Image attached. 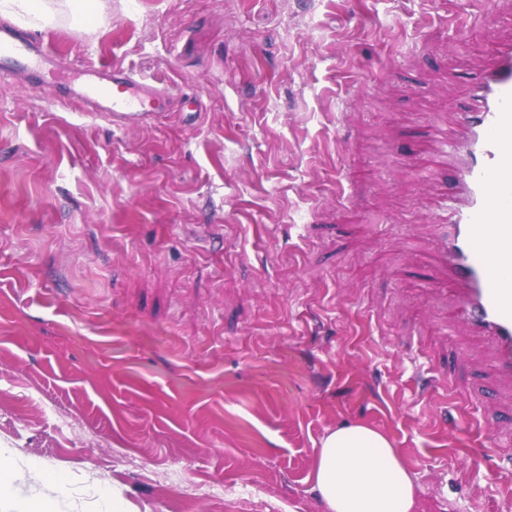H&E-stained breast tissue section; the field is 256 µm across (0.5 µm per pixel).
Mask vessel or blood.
<instances>
[{"instance_id":"vessel-or-blood-1","label":"vessel or blood","mask_w":512,"mask_h":512,"mask_svg":"<svg viewBox=\"0 0 512 512\" xmlns=\"http://www.w3.org/2000/svg\"><path fill=\"white\" fill-rule=\"evenodd\" d=\"M38 62L54 71L55 54L12 28L0 29V69ZM75 100L97 105L113 124L128 127L155 118L164 94L120 68L84 70ZM470 108L459 116L463 134L446 145L462 173L447 201L448 234L440 265L458 288L460 315L488 336L496 367L512 376V44L468 89Z\"/></svg>"}]
</instances>
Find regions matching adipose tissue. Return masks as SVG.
<instances>
[{
  "label": "adipose tissue",
  "mask_w": 512,
  "mask_h": 512,
  "mask_svg": "<svg viewBox=\"0 0 512 512\" xmlns=\"http://www.w3.org/2000/svg\"><path fill=\"white\" fill-rule=\"evenodd\" d=\"M312 478L328 512H417L409 468L388 435L362 422L324 435Z\"/></svg>",
  "instance_id": "1"
}]
</instances>
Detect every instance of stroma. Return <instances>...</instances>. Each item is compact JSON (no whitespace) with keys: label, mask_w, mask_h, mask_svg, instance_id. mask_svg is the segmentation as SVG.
Returning a JSON list of instances; mask_svg holds the SVG:
<instances>
[{"label":"stroma","mask_w":512,"mask_h":512,"mask_svg":"<svg viewBox=\"0 0 512 512\" xmlns=\"http://www.w3.org/2000/svg\"><path fill=\"white\" fill-rule=\"evenodd\" d=\"M49 9L0 16L59 61L0 71V512H328L316 450L351 422L419 512H512V378L440 269L430 134L512 0H110L92 40ZM99 64L166 112L80 108Z\"/></svg>","instance_id":"stroma-1"}]
</instances>
